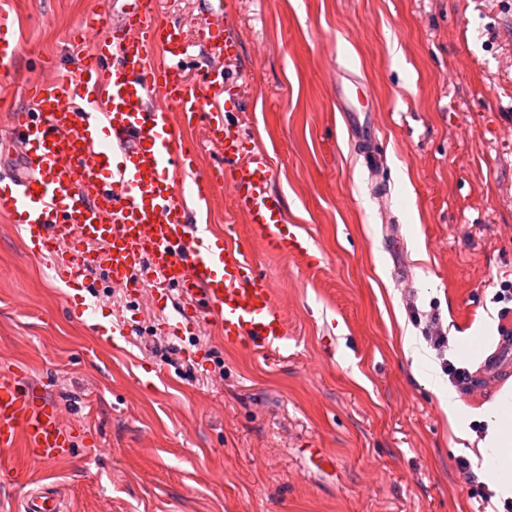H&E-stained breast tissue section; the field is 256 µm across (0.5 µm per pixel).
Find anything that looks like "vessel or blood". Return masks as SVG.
Listing matches in <instances>:
<instances>
[{"label":"vessel or blood","mask_w":512,"mask_h":512,"mask_svg":"<svg viewBox=\"0 0 512 512\" xmlns=\"http://www.w3.org/2000/svg\"><path fill=\"white\" fill-rule=\"evenodd\" d=\"M235 0H208L214 22L206 45L211 54L233 56ZM125 26L84 51V34L70 37L77 65L69 76L38 83L34 110L9 115L8 133L21 143V175L0 186V215L21 225L30 252L53 257L55 277L78 283L102 268L113 281L129 282L141 270L154 288L159 309L173 293L201 302L199 314L164 318L163 335L180 338L198 322L224 332L226 347L252 354L287 349L288 325L266 276L251 262L244 243L216 235L189 220L180 187L190 149L175 131L172 112L188 124H205L224 146L236 208L252 239L288 252H307L303 235H282L284 210L271 189L266 155L250 148L239 127L224 114L229 85L220 71L190 77L191 47L170 24L155 19V0H123ZM0 14V65L19 56ZM164 50L153 62V48ZM512 372V336L500 335L494 351L469 381L466 393ZM75 438L57 404L44 399L26 376L0 374V475L17 469L3 458L20 451L27 459L53 464L72 456ZM20 512H64L62 500L45 490L28 493Z\"/></svg>","instance_id":"b4317fda"}]
</instances>
